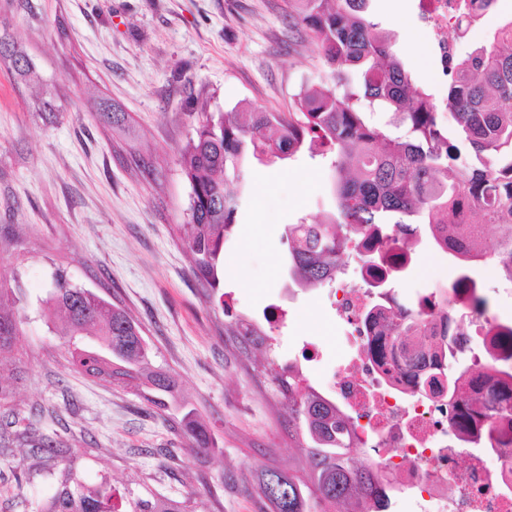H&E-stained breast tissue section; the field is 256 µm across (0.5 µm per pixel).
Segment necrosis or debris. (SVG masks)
Listing matches in <instances>:
<instances>
[{
  "label": "necrosis or debris",
  "mask_w": 512,
  "mask_h": 512,
  "mask_svg": "<svg viewBox=\"0 0 512 512\" xmlns=\"http://www.w3.org/2000/svg\"><path fill=\"white\" fill-rule=\"evenodd\" d=\"M418 7L440 53H447L459 0H419ZM376 277L363 263L355 280L335 290L336 313L349 327L333 375L335 400L356 439L394 476V495H406L415 512H512V460L471 448L468 435L449 426L447 411L413 394L409 375L386 378L368 354L365 313Z\"/></svg>",
  "instance_id": "1"
}]
</instances>
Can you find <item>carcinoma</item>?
Segmentation results:
<instances>
[{
    "label": "carcinoma",
    "instance_id": "cac0c4a2",
    "mask_svg": "<svg viewBox=\"0 0 512 512\" xmlns=\"http://www.w3.org/2000/svg\"><path fill=\"white\" fill-rule=\"evenodd\" d=\"M468 12L457 29L467 32L493 6ZM368 0H288V20L302 26L318 44L324 80L303 89L288 112L245 108L230 115L205 113L196 135L182 149L180 165L191 186L187 240L193 272L206 288V300L231 316L226 294L219 292L218 272L224 239L232 231L240 206L242 165L248 158L260 163L289 159L305 149L312 155L334 157L332 180L337 213L318 224L288 225V277L303 288H319L336 278L342 255L357 245L354 237L369 227L384 234L390 245L412 256L422 237L459 261L460 271L448 288L419 298L423 312L398 319L369 343L368 352L383 373L396 375L403 367L416 368L441 341L438 370L415 383L420 393L430 388L443 397L460 429L475 415L488 423L476 444L489 451L512 444L504 429L512 423V328L497 334L501 355L483 363L466 364L448 344L456 329L452 305L456 291L473 281L468 263L495 262L512 283V20L494 35L491 47L456 57L448 46L453 78L446 102L454 114L460 139L448 138L431 95L413 85L388 39L366 16ZM0 56L22 83H40L26 54L0 36ZM356 69L362 81L346 76ZM100 120L110 131L126 136L127 113L105 98L95 103ZM369 112L392 115L391 124L403 128L399 136L370 125ZM494 225L498 233L486 235ZM472 314L486 315L488 299L470 289ZM49 302L63 314L62 335L69 338L75 370L93 380L140 389L159 409L176 388L174 375L152 364L140 325L126 310L100 295L54 279ZM233 317V316H231ZM18 335L14 315L0 307V373L4 355ZM240 355L269 347L270 334L256 320L233 317L224 326ZM272 383L288 401V426L301 458L298 476L266 468L258 479L260 495L271 512H376L378 494L388 495L391 475H383L356 446L348 416L306 383L298 370L274 375ZM19 414L0 415V442L29 449L39 461L36 472L54 478L53 494L39 512H187L186 502L129 489L119 492L103 477L84 482L69 462L58 460L68 441L43 433L34 423L21 430ZM181 422L192 450L208 452L215 442L194 419V410Z\"/></svg>",
    "mask_w": 512,
    "mask_h": 512
}]
</instances>
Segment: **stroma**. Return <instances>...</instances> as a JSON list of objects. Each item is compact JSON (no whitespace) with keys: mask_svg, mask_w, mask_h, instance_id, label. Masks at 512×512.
I'll return each instance as SVG.
<instances>
[{"mask_svg":"<svg viewBox=\"0 0 512 512\" xmlns=\"http://www.w3.org/2000/svg\"><path fill=\"white\" fill-rule=\"evenodd\" d=\"M405 3L402 19L387 0H369L367 14L413 83L442 99L448 83L435 77V39L419 21L417 0ZM511 19L512 0H496L465 37L452 29L448 40L463 58L490 46ZM0 34L41 78L17 84L0 61V302L19 322L10 353L19 372L0 407L25 417L38 406L49 410L41 430L76 434L67 455L87 482L106 474L120 490L198 492L203 512H269L257 474L300 463L271 375L295 365L327 390L344 330L329 287L300 288L287 276L286 227L321 222L335 209L328 163L300 152L285 165L244 168L249 190L224 242V291L233 314L259 320L273 305L288 313L272 331L273 371L259 374L226 340L228 315L207 302L193 273L183 230L191 188L179 154L202 113L243 105L288 111L325 75L316 44L289 23L287 0H0ZM41 96L56 111L37 110ZM99 98L128 112L135 141L101 124ZM131 148L152 162L154 175L130 166ZM472 270L489 316L512 321V287L492 263ZM59 273L139 322L154 364L175 373L178 398L216 437L214 452L191 451L181 410L156 416L141 391L75 371L47 302ZM456 273V259L425 238L392 287L400 300L415 299ZM312 347L318 357L305 361ZM32 464L26 449L0 450V512H38L52 494L41 476L16 485L15 474Z\"/></svg>","mask_w":512,"mask_h":512,"instance_id":"obj_1","label":"stroma"}]
</instances>
